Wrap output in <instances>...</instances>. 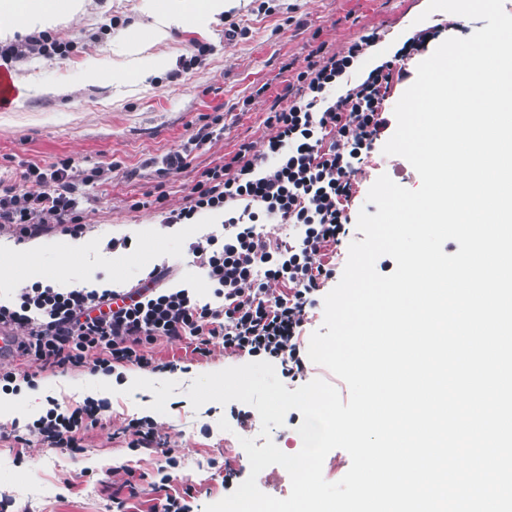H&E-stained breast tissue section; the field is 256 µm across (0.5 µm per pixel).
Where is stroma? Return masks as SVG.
I'll list each match as a JSON object with an SVG mask.
<instances>
[{"instance_id": "1", "label": "stroma", "mask_w": 512, "mask_h": 512, "mask_svg": "<svg viewBox=\"0 0 512 512\" xmlns=\"http://www.w3.org/2000/svg\"><path fill=\"white\" fill-rule=\"evenodd\" d=\"M151 2L83 0L78 14L48 31L69 44L67 55L5 64L19 94L0 109V180L21 184L28 164L45 169L66 157L79 169L99 166L103 172L97 184L84 189L80 240L52 229L39 239L36 267L25 266L24 245L9 228L0 229V268L10 270L0 278V298L9 299L33 281L129 288L165 260L177 262L176 282L201 286L188 245L201 230L219 229L220 217L167 226L158 213L132 209L133 200L159 186L169 207H180L200 171L223 163L240 143L262 147L270 134L266 113L271 104L284 109L292 104L286 86L292 70L306 66L312 44L337 52L375 34L352 73L359 83L418 34H425L426 42L407 61L412 71L445 39L465 38L485 26L443 11L426 13L428 0H239L208 27L187 21L152 43L148 52L157 70L136 82L126 77L131 66L115 38L121 32L146 34ZM232 22L244 34L229 41L224 32ZM219 113L223 134L192 149L186 169L165 171L168 155L187 146L196 127ZM383 174L408 189L420 185L406 159L375 152L355 176L360 192L352 214L376 213L367 193ZM126 235L133 247L106 251L109 239ZM18 265L23 273L16 276L12 270ZM153 351L166 369L128 366L117 375L88 367L47 370L39 373L35 388L0 395L5 428L32 422L53 400L64 406L88 398L108 403L100 423L78 433L76 451L0 438V494L14 497L23 512H112L116 497L125 501L126 512H150L152 492L134 496L126 484L130 469L146 481H159L165 464L163 454L132 448L136 436L127 424L144 416L180 459L167 492L192 490L194 512H204L246 480L250 463L240 440L264 445L259 415H251L243 428L236 421L241 402H209L196 410L187 391L197 376L249 363V356L226 354L217 344L199 359L187 342L164 338Z\"/></svg>"}]
</instances>
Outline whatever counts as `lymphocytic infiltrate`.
Masks as SVG:
<instances>
[{
    "mask_svg": "<svg viewBox=\"0 0 512 512\" xmlns=\"http://www.w3.org/2000/svg\"><path fill=\"white\" fill-rule=\"evenodd\" d=\"M417 48L406 41L355 85L361 42L332 54L316 46L287 85L294 103L268 112L271 134L262 150L240 143L224 164L200 173L182 207L168 208L162 191L133 202V209L163 212L167 224L222 216V232L201 234L189 245L209 296L201 288L169 285L170 267L158 264L123 293L36 281L0 301V325L21 337L18 364L0 366V391L35 387L37 371L47 368L89 363L106 375L119 366L152 369V346L161 338L191 339L202 357L218 341L226 352L278 360L291 377L303 376L296 338L335 271L331 248L350 221L358 166L392 127L387 94L410 78L404 61ZM78 176L66 157L46 173L28 166L25 187L0 183V227L13 228L22 240L47 234L55 224L80 237ZM270 223L292 226L295 239L269 237L261 227ZM104 407L89 398L74 407L53 405L15 439L75 448L77 432L96 425Z\"/></svg>",
    "mask_w": 512,
    "mask_h": 512,
    "instance_id": "f902f5d3",
    "label": "lymphocytic infiltrate"
}]
</instances>
